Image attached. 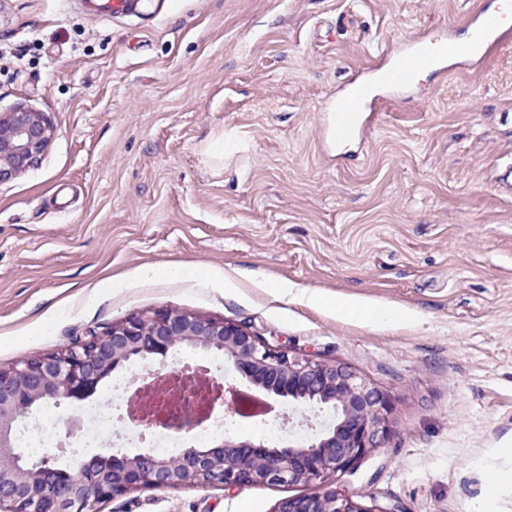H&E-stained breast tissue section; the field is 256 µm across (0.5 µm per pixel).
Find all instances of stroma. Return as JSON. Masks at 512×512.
<instances>
[{
  "instance_id": "obj_1",
  "label": "stroma",
  "mask_w": 512,
  "mask_h": 512,
  "mask_svg": "<svg viewBox=\"0 0 512 512\" xmlns=\"http://www.w3.org/2000/svg\"><path fill=\"white\" fill-rule=\"evenodd\" d=\"M474 2L145 0L96 21L78 0H0V112L51 126L38 163L0 181V367L136 312L231 320L389 393L390 440L335 482L367 512H512V483L487 490L512 470V192L495 182L512 164V39L478 69L425 73L429 95L388 103L359 155L327 157L318 131L379 50ZM219 137L220 166L204 152ZM313 292L397 318L339 316ZM180 359L224 378L223 357L186 346L118 374ZM270 405L213 422L276 441L286 405ZM317 490H141L101 510L274 512Z\"/></svg>"
}]
</instances>
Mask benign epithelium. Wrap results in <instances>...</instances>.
<instances>
[{"label": "benign epithelium", "instance_id": "benign-epithelium-1", "mask_svg": "<svg viewBox=\"0 0 512 512\" xmlns=\"http://www.w3.org/2000/svg\"><path fill=\"white\" fill-rule=\"evenodd\" d=\"M51 136L43 113L15 106L0 120V180L32 166ZM224 355L249 384L282 398L296 411L324 412L319 432L308 417L288 428V444L224 437L216 446H190L174 456L152 450L97 454L69 472L45 454L18 447L19 418L50 402L93 396L112 372L136 357L167 356L179 346ZM208 407L234 414L241 391L216 381ZM391 396L352 368L286 351L227 320L155 309L141 311L98 334L55 351L0 367V512H99L100 505L140 489L287 487L316 483L319 491L280 500L275 512H365L339 493L331 478L393 433Z\"/></svg>", "mask_w": 512, "mask_h": 512}]
</instances>
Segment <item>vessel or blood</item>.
Returning a JSON list of instances; mask_svg holds the SVG:
<instances>
[{
	"instance_id": "b4317fda",
	"label": "vessel or blood",
	"mask_w": 512,
	"mask_h": 512,
	"mask_svg": "<svg viewBox=\"0 0 512 512\" xmlns=\"http://www.w3.org/2000/svg\"><path fill=\"white\" fill-rule=\"evenodd\" d=\"M86 17L123 18L138 14L139 0H81ZM467 40L456 30L430 36L414 34L384 51L357 72L321 109L323 146L327 153L343 146H364L383 107L391 100L424 94L417 78L427 71L475 67L502 42L512 39V0H482L465 19Z\"/></svg>"
}]
</instances>
